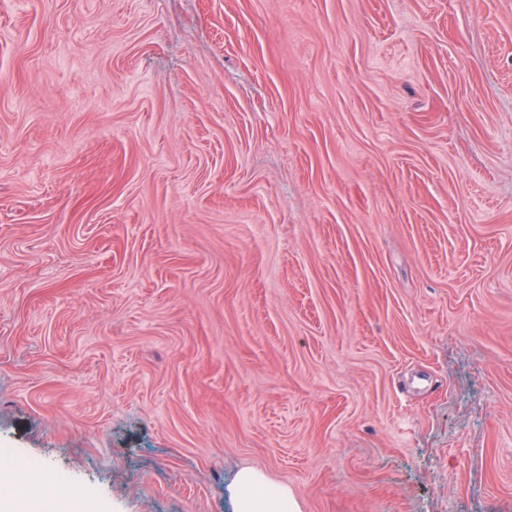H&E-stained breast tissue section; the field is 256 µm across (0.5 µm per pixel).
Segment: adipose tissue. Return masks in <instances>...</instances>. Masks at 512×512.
I'll return each mask as SVG.
<instances>
[{"label":"adipose tissue","instance_id":"obj_1","mask_svg":"<svg viewBox=\"0 0 512 512\" xmlns=\"http://www.w3.org/2000/svg\"><path fill=\"white\" fill-rule=\"evenodd\" d=\"M52 474L33 473L15 464L0 468V512H99L93 500L45 496ZM233 512H302L287 485L273 481L263 470L245 467L233 484Z\"/></svg>","mask_w":512,"mask_h":512}]
</instances>
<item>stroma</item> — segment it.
Segmentation results:
<instances>
[{
    "label": "stroma",
    "mask_w": 512,
    "mask_h": 512,
    "mask_svg": "<svg viewBox=\"0 0 512 512\" xmlns=\"http://www.w3.org/2000/svg\"><path fill=\"white\" fill-rule=\"evenodd\" d=\"M106 512H512V0H0V466ZM233 512H302L288 485L273 481L263 470L244 467L233 484Z\"/></svg>",
    "instance_id": "35a3bbf8"
}]
</instances>
